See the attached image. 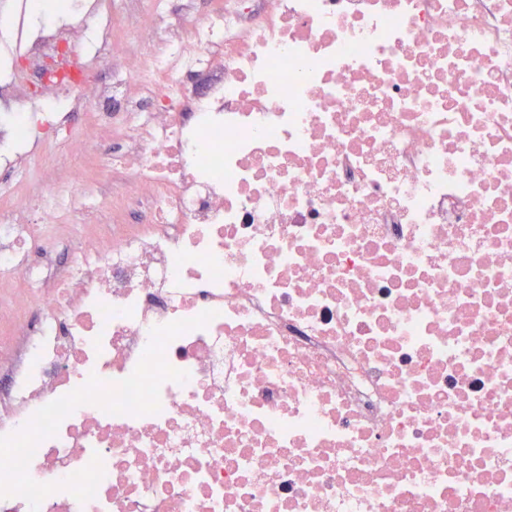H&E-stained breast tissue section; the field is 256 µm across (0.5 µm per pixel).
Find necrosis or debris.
I'll list each match as a JSON object with an SVG mask.
<instances>
[{
  "mask_svg": "<svg viewBox=\"0 0 512 512\" xmlns=\"http://www.w3.org/2000/svg\"><path fill=\"white\" fill-rule=\"evenodd\" d=\"M1 169L0 512H512V0L1 9Z\"/></svg>",
  "mask_w": 512,
  "mask_h": 512,
  "instance_id": "necrosis-or-debris-1",
  "label": "necrosis or debris"
}]
</instances>
